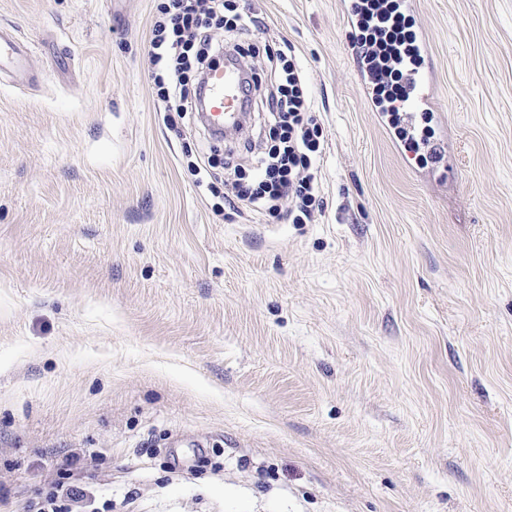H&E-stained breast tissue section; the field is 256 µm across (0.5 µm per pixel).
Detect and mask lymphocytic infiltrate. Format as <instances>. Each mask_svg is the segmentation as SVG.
Instances as JSON below:
<instances>
[{
  "mask_svg": "<svg viewBox=\"0 0 512 512\" xmlns=\"http://www.w3.org/2000/svg\"><path fill=\"white\" fill-rule=\"evenodd\" d=\"M404 0H350L349 8L357 19L358 35L352 45L368 72L375 75L374 104L388 114L389 123L401 142L413 150L428 146V136H415L402 124L398 104L406 96L402 83L405 71L421 60L415 45V21L403 9ZM226 0H165L160 10L163 20L155 22L149 41V58L154 84L160 99L179 112L198 109V91L189 89L186 74L191 69H207L219 62L220 51L213 43V32L222 28L231 32L260 27L256 17L227 15ZM236 57L259 54L281 62L275 87L265 97V107L273 122L269 128L270 145L256 157L264 173L257 185L244 183L242 175L231 181L228 205L245 204L254 210L275 209L279 200L291 198L293 223L302 224L313 217L316 201L312 156L320 149L316 138L317 119L304 96L302 74L291 45L235 46ZM88 497L78 483L61 482L46 495L29 499L24 512H70Z\"/></svg>",
  "mask_w": 512,
  "mask_h": 512,
  "instance_id": "f902f5d3",
  "label": "lymphocytic infiltrate"
}]
</instances>
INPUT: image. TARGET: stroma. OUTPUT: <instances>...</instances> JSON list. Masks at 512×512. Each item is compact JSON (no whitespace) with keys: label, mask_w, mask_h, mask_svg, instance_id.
Masks as SVG:
<instances>
[{"label":"stroma","mask_w":512,"mask_h":512,"mask_svg":"<svg viewBox=\"0 0 512 512\" xmlns=\"http://www.w3.org/2000/svg\"><path fill=\"white\" fill-rule=\"evenodd\" d=\"M161 0H0V499L80 512H512V0H415L432 161L364 99L345 0H234L321 134L311 223L232 210L268 115L165 111ZM26 65L27 54L20 48L10 34L0 30V72H3V67L23 71ZM88 498L87 489L74 482H59L54 490L44 497L26 501L24 512H72L71 507H80Z\"/></svg>","instance_id":"35a3bbf8"}]
</instances>
